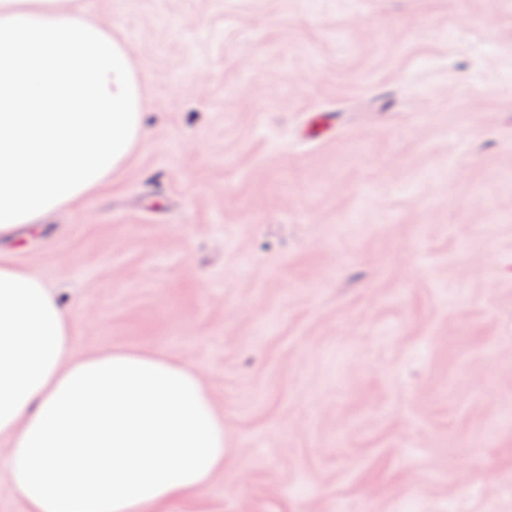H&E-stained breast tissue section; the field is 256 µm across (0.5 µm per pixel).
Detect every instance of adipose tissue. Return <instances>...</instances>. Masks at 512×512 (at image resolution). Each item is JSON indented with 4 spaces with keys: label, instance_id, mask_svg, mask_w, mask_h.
I'll list each match as a JSON object with an SVG mask.
<instances>
[{
    "label": "adipose tissue",
    "instance_id": "adipose-tissue-1",
    "mask_svg": "<svg viewBox=\"0 0 512 512\" xmlns=\"http://www.w3.org/2000/svg\"><path fill=\"white\" fill-rule=\"evenodd\" d=\"M126 45L60 0H0V238L90 196L140 144ZM0 439L25 512H160L224 466L199 373L153 351L78 354L46 280L0 259Z\"/></svg>",
    "mask_w": 512,
    "mask_h": 512
}]
</instances>
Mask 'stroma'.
<instances>
[{
    "mask_svg": "<svg viewBox=\"0 0 512 512\" xmlns=\"http://www.w3.org/2000/svg\"><path fill=\"white\" fill-rule=\"evenodd\" d=\"M73 2L143 141L0 256L203 378L224 468L162 512H512V0Z\"/></svg>",
    "mask_w": 512,
    "mask_h": 512,
    "instance_id": "35a3bbf8",
    "label": "stroma"
}]
</instances>
